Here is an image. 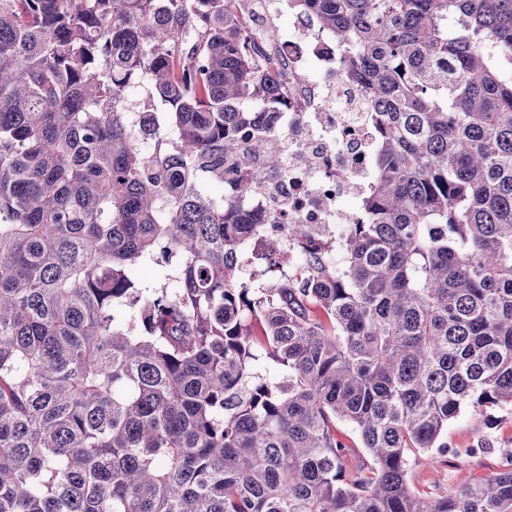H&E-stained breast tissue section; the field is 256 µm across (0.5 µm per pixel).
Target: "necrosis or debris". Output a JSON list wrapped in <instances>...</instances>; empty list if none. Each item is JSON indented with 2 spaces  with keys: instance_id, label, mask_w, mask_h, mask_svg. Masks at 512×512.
Segmentation results:
<instances>
[{
  "instance_id": "1",
  "label": "necrosis or debris",
  "mask_w": 512,
  "mask_h": 512,
  "mask_svg": "<svg viewBox=\"0 0 512 512\" xmlns=\"http://www.w3.org/2000/svg\"><path fill=\"white\" fill-rule=\"evenodd\" d=\"M284 8V0H248L244 14L249 32L274 33L257 48L276 70L286 101L274 117L283 135L286 167L268 169L256 156L242 170V177L256 184L240 208L263 226L244 240L242 252L261 254L271 239H278L297 251L299 262L286 272L299 278L308 273L304 256L325 252L337 227L357 223V212L343 209L340 202L348 196L363 200L372 187L375 145L361 110V91L338 72L342 50L335 38L304 14L292 27L279 29ZM298 224L308 227L300 237L294 233ZM286 272L278 268L274 274Z\"/></svg>"
}]
</instances>
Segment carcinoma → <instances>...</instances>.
<instances>
[{
    "label": "carcinoma",
    "mask_w": 512,
    "mask_h": 512,
    "mask_svg": "<svg viewBox=\"0 0 512 512\" xmlns=\"http://www.w3.org/2000/svg\"><path fill=\"white\" fill-rule=\"evenodd\" d=\"M287 4L345 47L377 175L342 273L261 283L252 181L203 188L284 165L246 0H0V512H512L511 466L408 480L512 407V0ZM160 250L173 291L133 275ZM446 438L458 456L436 450L411 455L409 481L421 497H444L463 482L502 471L512 455V407L465 409L448 421ZM336 433L348 446L351 447V455L348 458L350 465H357L368 458L364 449L361 448L362 446L357 432L350 424L343 421H337Z\"/></svg>",
    "instance_id": "obj_1"
}]
</instances>
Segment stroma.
Returning a JSON list of instances; mask_svg holds the SVG:
<instances>
[{
	"label": "stroma",
	"instance_id": "stroma-1",
	"mask_svg": "<svg viewBox=\"0 0 512 512\" xmlns=\"http://www.w3.org/2000/svg\"><path fill=\"white\" fill-rule=\"evenodd\" d=\"M449 453L412 454L409 481L428 499L448 495L459 484L477 482L503 470L512 459V407L463 410L448 423Z\"/></svg>",
	"mask_w": 512,
	"mask_h": 512
}]
</instances>
